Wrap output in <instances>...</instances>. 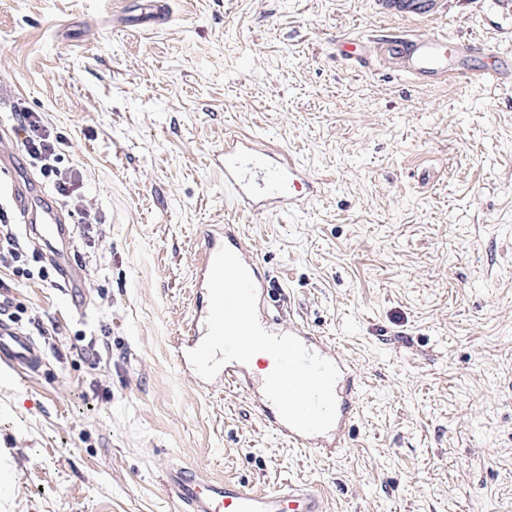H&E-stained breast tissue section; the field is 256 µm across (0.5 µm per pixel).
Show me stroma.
<instances>
[{
    "label": "stroma",
    "mask_w": 512,
    "mask_h": 512,
    "mask_svg": "<svg viewBox=\"0 0 512 512\" xmlns=\"http://www.w3.org/2000/svg\"><path fill=\"white\" fill-rule=\"evenodd\" d=\"M0 0V88L71 144L64 212L93 306L13 283L46 364L0 376V512H180L171 464L319 488L332 512H512V89L428 84L337 59L381 26L375 0ZM489 0L410 21L512 51ZM264 136L320 195L281 216L233 209L225 134ZM237 225L294 317L363 380L347 446L289 447L248 398L200 391L176 354L202 225Z\"/></svg>",
    "instance_id": "1"
}]
</instances>
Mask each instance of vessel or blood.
Listing matches in <instances>:
<instances>
[{
    "label": "vessel or blood",
    "instance_id": "1",
    "mask_svg": "<svg viewBox=\"0 0 512 512\" xmlns=\"http://www.w3.org/2000/svg\"><path fill=\"white\" fill-rule=\"evenodd\" d=\"M442 4L443 0H378L382 14L406 23L437 14ZM336 54L360 64L376 56L391 71L430 83L468 76L512 84V53L506 55L492 48H477L444 34L425 38L407 27L381 29L372 39L364 36L339 39ZM18 157L15 149L0 154V183L11 182L15 212L26 229L28 242L54 270L65 295L73 296L80 291L82 282V266L76 260L75 233L59 208L47 202L39 185L19 178ZM221 166L224 186L230 190L240 211L293 212L304 205L298 194L299 187L305 183L301 163L289 155L269 151L259 138L225 136ZM224 246L239 256L256 285L257 314L262 327L277 335H295L309 350L339 368L335 423L330 431L319 435H306L289 426L264 394V374L251 365L226 363L218 373L219 379L225 387L247 394L269 428L291 446L337 456L345 448L347 430L357 413L360 378L344 354L324 337L313 333L303 321L292 317L268 320L269 309L283 308L286 297L280 289L270 287L236 225L208 224L200 234L199 261L193 269L197 304L187 332L178 340L179 355L196 348L208 332L207 278L216 253ZM13 308L12 298L0 290V370L11 375L39 374L45 363V350L40 341L16 321ZM163 487L179 502L181 512H330L327 499L306 484L288 482L272 489H259L233 480L212 481L180 465L165 470Z\"/></svg>",
    "mask_w": 512,
    "mask_h": 512
}]
</instances>
